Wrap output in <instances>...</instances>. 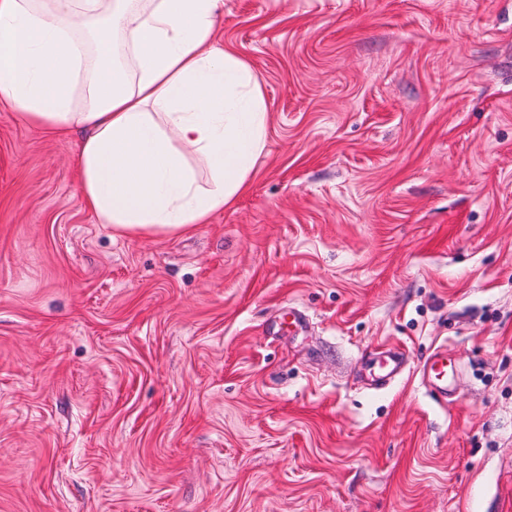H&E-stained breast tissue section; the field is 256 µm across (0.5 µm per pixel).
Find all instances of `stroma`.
<instances>
[{
	"label": "stroma",
	"instance_id": "stroma-1",
	"mask_svg": "<svg viewBox=\"0 0 512 512\" xmlns=\"http://www.w3.org/2000/svg\"><path fill=\"white\" fill-rule=\"evenodd\" d=\"M215 40L266 144L183 235L114 234L0 103V512H512V0H224ZM445 351L435 350L426 359L423 366L424 379L431 384L430 390L438 397L447 399L448 388L454 376V368L451 362L448 363V356Z\"/></svg>",
	"mask_w": 512,
	"mask_h": 512
}]
</instances>
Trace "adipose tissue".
Returning a JSON list of instances; mask_svg holds the SVG:
<instances>
[{
    "instance_id": "1",
    "label": "adipose tissue",
    "mask_w": 512,
    "mask_h": 512,
    "mask_svg": "<svg viewBox=\"0 0 512 512\" xmlns=\"http://www.w3.org/2000/svg\"><path fill=\"white\" fill-rule=\"evenodd\" d=\"M223 7L0 0V102L57 137L81 131L80 196L118 234L186 233L249 187L265 105L249 63L216 44Z\"/></svg>"
}]
</instances>
